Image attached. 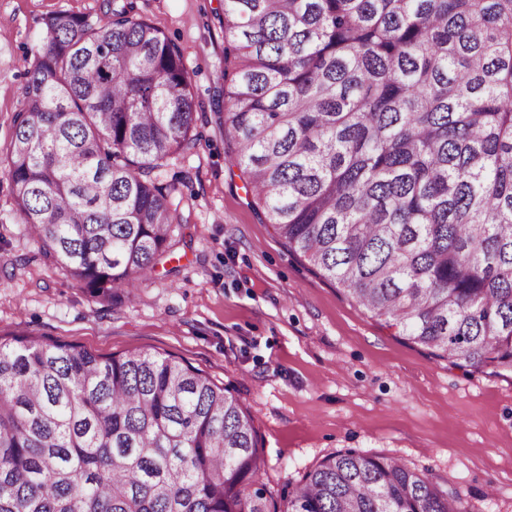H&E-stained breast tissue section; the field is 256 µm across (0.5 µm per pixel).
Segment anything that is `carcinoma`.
<instances>
[{"instance_id":"cac0c4a2","label":"carcinoma","mask_w":512,"mask_h":512,"mask_svg":"<svg viewBox=\"0 0 512 512\" xmlns=\"http://www.w3.org/2000/svg\"><path fill=\"white\" fill-rule=\"evenodd\" d=\"M219 124L290 251L414 344L512 372V0H224ZM0 173L44 256L105 298L167 252L195 152L184 56L136 0L59 11ZM226 388L173 357L0 343V512H278ZM289 512H469L347 450Z\"/></svg>"}]
</instances>
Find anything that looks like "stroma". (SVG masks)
<instances>
[{
    "label": "stroma",
    "mask_w": 512,
    "mask_h": 512,
    "mask_svg": "<svg viewBox=\"0 0 512 512\" xmlns=\"http://www.w3.org/2000/svg\"><path fill=\"white\" fill-rule=\"evenodd\" d=\"M182 51L197 104L196 153L172 201L184 235L152 277L107 301L47 260L0 177V342L26 337L99 356H173L249 410L279 512L303 475L348 448L448 483L469 512H512V373L465 371L400 336L291 252L262 222L213 110L224 0H138ZM112 0H0V158L25 73L57 11L101 17Z\"/></svg>",
    "instance_id": "obj_1"
}]
</instances>
